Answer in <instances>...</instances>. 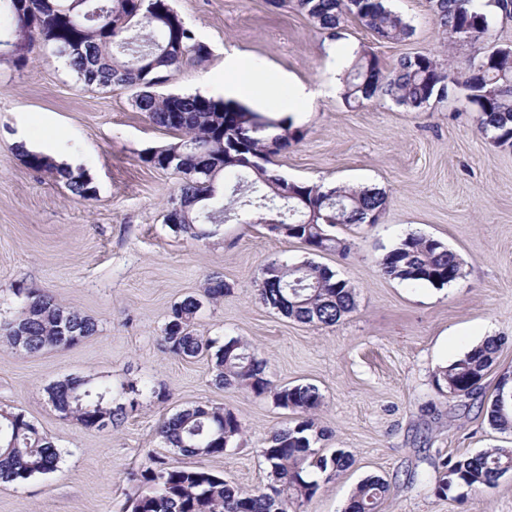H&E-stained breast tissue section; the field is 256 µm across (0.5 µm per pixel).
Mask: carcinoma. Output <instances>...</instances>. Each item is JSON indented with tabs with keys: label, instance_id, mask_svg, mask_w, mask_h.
<instances>
[{
	"label": "carcinoma",
	"instance_id": "carcinoma-1",
	"mask_svg": "<svg viewBox=\"0 0 512 512\" xmlns=\"http://www.w3.org/2000/svg\"><path fill=\"white\" fill-rule=\"evenodd\" d=\"M288 1L331 39L349 18L385 42H401L413 33L386 0H268L276 8ZM429 4L448 44L473 49L465 88L478 107L481 133L498 147L512 148V45L492 43L480 0ZM0 28L9 40H25L9 59L19 70L41 44L51 47L87 86L135 90L137 111L175 135V141L147 150L141 159L182 174L172 205L179 208V233L190 239L208 237L205 224H255L277 215L280 223L269 229L279 235L297 239L313 252L343 250L345 245L328 228L365 224L385 210L384 193L344 185L326 191L321 185L294 181V197H280V188L289 180L272 168L273 158L297 139L285 121L234 100L158 92L163 78L175 77L187 63L202 65L211 56L209 46L169 0H0ZM455 84L452 63L444 65L429 54L405 56L386 71L374 54L363 52L349 72L344 98L360 103L383 97L416 109L433 98L446 99ZM23 159L29 168L54 175L73 196L92 199L81 175L61 171L40 156L25 154ZM311 212L317 214L316 223H302ZM380 270L400 281L442 287L461 277L462 263L442 242L410 234L383 257ZM229 291L224 279L212 276L201 285L199 296L174 304L163 329L166 351L182 359L209 353L217 385L269 397L300 419L266 439L262 456L269 482L263 489L246 491L209 469L177 461L179 456L202 459L224 454L245 432L241 418L230 409L206 404L178 410L157 429L173 459L150 455L143 469L133 474L142 491L130 499V512H292L319 490L314 476L337 475L354 463L342 449L328 455L315 447L323 437L315 421L323 405L316 386H277L266 375V362L248 343L230 338L218 345L197 334L194 324L203 302H217ZM18 294L23 296L21 315L0 324V334L11 346L15 330L24 336L22 351L28 354L72 346L97 332L92 318L47 292L20 289ZM257 295L264 305L302 323L334 325L355 309L349 281L311 260L267 263L257 277ZM501 346L502 339H491L467 352L441 368L437 381L458 397L480 395L482 379ZM144 391L156 394L146 383L124 384L114 393L105 382L71 377L50 387L48 397L61 414L100 430L104 420L113 424L127 417L123 395ZM500 397L498 387L486 408L487 422L497 431L512 432V407L502 406ZM60 460L48 435L24 413L0 410V482L20 483L52 473ZM511 471L512 448H487L465 459L445 457L438 466L435 493L457 501L464 497L462 489L493 487ZM389 494L387 480L369 477L358 485L345 512H379Z\"/></svg>",
	"mask_w": 512,
	"mask_h": 512
}]
</instances>
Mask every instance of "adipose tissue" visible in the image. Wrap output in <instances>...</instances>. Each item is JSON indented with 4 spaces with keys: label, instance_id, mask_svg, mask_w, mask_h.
<instances>
[{
    "label": "adipose tissue",
    "instance_id": "obj_1",
    "mask_svg": "<svg viewBox=\"0 0 512 512\" xmlns=\"http://www.w3.org/2000/svg\"><path fill=\"white\" fill-rule=\"evenodd\" d=\"M207 89L215 94L241 100L261 99L291 111L295 105L311 101L315 93L301 84H291L277 71L252 63L234 51L224 56V71L212 75Z\"/></svg>",
    "mask_w": 512,
    "mask_h": 512
}]
</instances>
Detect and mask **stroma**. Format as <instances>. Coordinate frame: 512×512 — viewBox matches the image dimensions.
I'll list each match as a JSON object with an SVG mask.
<instances>
[{
    "label": "stroma",
    "mask_w": 512,
    "mask_h": 512,
    "mask_svg": "<svg viewBox=\"0 0 512 512\" xmlns=\"http://www.w3.org/2000/svg\"><path fill=\"white\" fill-rule=\"evenodd\" d=\"M212 57L185 67L167 86L200 89L237 50L309 86L312 103L293 113L303 137L274 159L288 179L385 193L373 224H339L332 233L346 253H312L264 224L221 225L195 241L166 222L180 175L147 166L144 150L173 142L133 105L124 87L85 85L51 49L38 47L27 66L0 61V321L19 316L16 288H35L95 319L98 330L66 349L17 351L0 339V408L23 412L62 453L57 471L0 484V512H126L139 490L131 475L148 455L168 456L159 423L194 404L237 413L245 432L204 465L231 485L268 483L261 455L272 431L294 425L292 411L271 399L214 382L210 355L168 353L162 330L172 306L197 293L208 276L230 292L197 316L200 335L250 343L282 386L315 385L324 398L316 415L318 446L350 452L355 463L320 478L299 512H344L364 479L388 480L381 512H512V473L495 487L469 490L463 501L434 492L438 462L495 447L512 448V433L493 431L480 414L501 377L512 375V149L495 146L477 128L478 112L459 80L443 101L420 110L386 98L348 105L330 88V46L352 44L384 68L417 53L465 60L466 46L447 48L428 0H390L413 28L399 43L379 40L355 20L332 40L293 5L266 0H170ZM53 142L78 158L97 190L82 201L53 175L28 168L11 142L18 131ZM410 234L443 242L463 275L436 287L383 275V256ZM325 265L355 288L356 308L333 326L305 324L262 304L254 278L266 262ZM504 338L486 372L480 398L439 391L441 367L462 358L484 331ZM70 376L113 387L150 381L160 396L135 397L118 424L88 429L63 417L46 388Z\"/></svg>",
    "instance_id": "obj_1"
}]
</instances>
